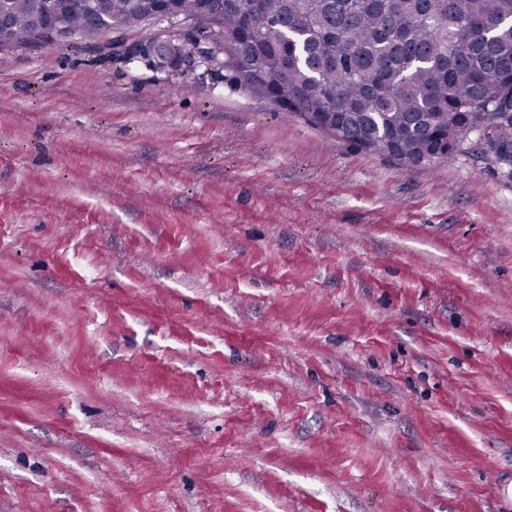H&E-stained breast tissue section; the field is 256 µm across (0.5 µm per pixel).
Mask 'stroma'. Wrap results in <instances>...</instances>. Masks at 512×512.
Instances as JSON below:
<instances>
[{
	"mask_svg": "<svg viewBox=\"0 0 512 512\" xmlns=\"http://www.w3.org/2000/svg\"><path fill=\"white\" fill-rule=\"evenodd\" d=\"M512 177L237 86L0 49V512H512Z\"/></svg>",
	"mask_w": 512,
	"mask_h": 512,
	"instance_id": "35a3bbf8",
	"label": "stroma"
}]
</instances>
